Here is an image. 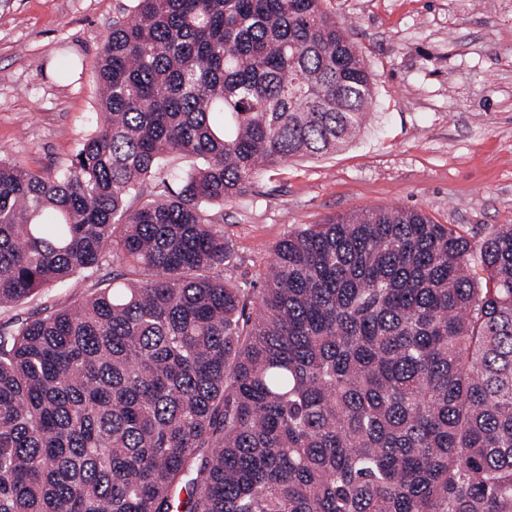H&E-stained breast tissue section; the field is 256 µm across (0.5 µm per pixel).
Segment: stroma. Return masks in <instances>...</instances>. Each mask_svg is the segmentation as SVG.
Segmentation results:
<instances>
[{
	"instance_id": "35a3bbf8",
	"label": "stroma",
	"mask_w": 512,
	"mask_h": 512,
	"mask_svg": "<svg viewBox=\"0 0 512 512\" xmlns=\"http://www.w3.org/2000/svg\"><path fill=\"white\" fill-rule=\"evenodd\" d=\"M130 0H0V158L55 172L92 132L98 58ZM376 75L375 117L335 154L262 169L215 210L234 259L224 277L259 287L277 242L352 210L413 207L472 235L512 224V0H324ZM69 78L56 75L60 66ZM54 285L0 308V325L102 287Z\"/></svg>"
}]
</instances>
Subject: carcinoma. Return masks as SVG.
Instances as JSON below:
<instances>
[{"label": "carcinoma", "mask_w": 512, "mask_h": 512, "mask_svg": "<svg viewBox=\"0 0 512 512\" xmlns=\"http://www.w3.org/2000/svg\"><path fill=\"white\" fill-rule=\"evenodd\" d=\"M132 2L100 126L0 159V306L117 264L0 325V512H512V224H307L249 310L209 207L350 143L375 75L323 0ZM116 265L110 263L105 265L104 269L94 272H85L81 275L83 288H71L69 285H54L44 289L40 294L26 300L24 303L11 308H0V325L15 322L18 319H25L45 307L64 308L73 304V302L91 292L96 288H105L109 282H102V279H108L109 276L102 275L107 272L112 273Z\"/></svg>", "instance_id": "cac0c4a2"}]
</instances>
